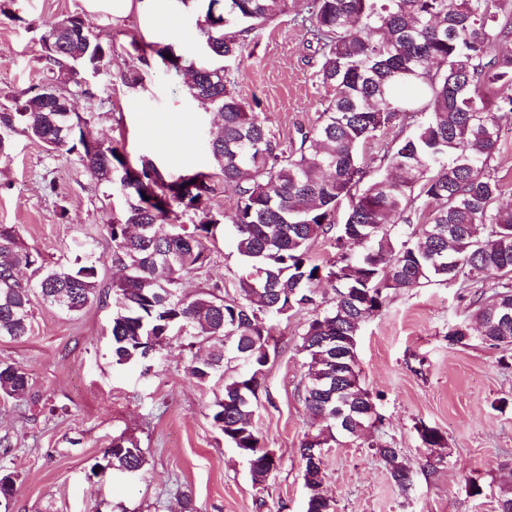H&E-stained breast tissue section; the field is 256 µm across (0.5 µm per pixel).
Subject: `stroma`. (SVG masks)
<instances>
[{
    "mask_svg": "<svg viewBox=\"0 0 512 512\" xmlns=\"http://www.w3.org/2000/svg\"><path fill=\"white\" fill-rule=\"evenodd\" d=\"M70 15L83 17L111 47L99 98L65 89L78 112H94L95 134L130 159H153L172 178L187 170L213 173V210L230 211L235 191L215 176L206 150L214 116L190 99L185 73L155 59L141 67L139 94L127 93L121 82L125 71L139 67L134 39L168 44L186 61L199 60L194 21L179 0H132L121 15L88 11L84 0H0V105L30 97L42 84L48 72L41 37ZM319 66L316 42L286 14L249 36L243 60L228 64L226 76L290 146L317 125L330 97ZM120 208L76 155L47 153L21 135L0 155V224L15 225L49 263L71 261L82 250L108 254L107 226ZM208 247L209 278L233 286L242 259L232 226L218 224ZM482 289L479 282L392 289L383 309L363 323L360 381L383 425L365 441L327 448L322 490L337 512H495L500 465L512 459V350L477 337L453 346L446 337L450 326L470 319V301ZM31 309L29 336L0 338V361L20 367L30 385L27 396L0 400V438L12 444L0 466L19 474L11 512H183L185 491L197 512H305L299 448L312 419L298 347L306 314L282 316L272 331L254 422L278 467L258 490L247 460L212 425V386L187 372L191 355L204 353L205 345H172L146 374L138 364L112 362L111 302L68 315L36 296ZM422 424L444 433L443 447L423 446ZM118 436L143 448L144 469L94 476V464ZM378 439L402 449L413 470L409 493L395 488L369 448ZM471 481L482 495H469Z\"/></svg>",
    "mask_w": 512,
    "mask_h": 512,
    "instance_id": "35a3bbf8",
    "label": "stroma"
}]
</instances>
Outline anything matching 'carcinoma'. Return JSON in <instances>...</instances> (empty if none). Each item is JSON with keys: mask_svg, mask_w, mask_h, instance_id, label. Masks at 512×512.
I'll use <instances>...</instances> for the list:
<instances>
[{"mask_svg": "<svg viewBox=\"0 0 512 512\" xmlns=\"http://www.w3.org/2000/svg\"><path fill=\"white\" fill-rule=\"evenodd\" d=\"M194 25L208 56L185 65L172 47L131 46L147 65L160 59L168 69H196L190 98L219 116V132L208 148L224 183L236 188L234 208L224 222L234 226L243 258L237 289L214 283L193 295L183 279L208 263L207 242L219 223L211 207L213 175L187 170L176 178L150 158L135 164L112 144L85 133L94 113L69 115L57 108L58 83L71 81L96 97L79 75L103 71L110 46L94 36L78 15L70 32L50 25L42 51L52 77L17 104L0 112V154L16 135L47 151L77 155L97 182L123 196L112 218L109 258L123 276L112 284V361L138 363L148 372L175 337L208 345L193 356L188 372L204 385L220 384L211 407L213 426L248 458L253 486L264 488L276 462L253 423L254 402L269 363L271 322L290 312H307L299 352L308 367L307 411L323 426L305 435L299 448L309 490L305 512H336L322 495V448L334 433L354 441L382 425L370 393L361 385L357 336L362 323L381 311L390 289L409 291L460 277L490 282L472 302L481 340L512 347V207L499 204L500 180L491 167L499 149L501 110L512 112V95L495 100L489 91L512 89V3L509 0H191ZM294 13L309 23L321 54L319 75L332 93L319 123L288 148L265 119L224 80V62L242 57L248 36ZM171 58H166V55ZM143 78L137 69L121 76L135 95ZM418 114L425 119L407 128ZM397 129L389 141L380 137ZM380 141L388 173L376 175L358 157L360 146ZM349 201L336 257L317 263L310 245L335 226L336 210ZM183 215L191 224L174 237L167 226ZM398 224L424 225L423 233L400 240ZM356 243L358 254L349 252ZM39 273L35 283L19 269ZM324 283L327 300L312 285ZM77 315L103 299L92 257L69 265L46 264L26 248L18 230L0 224V336L19 340L31 331V297ZM470 324L448 329V342L466 346ZM244 369L224 378L226 354ZM29 381L17 366L0 362V397L26 394ZM422 444L440 447L445 437L425 424ZM390 480L403 493L413 472L401 450L372 445ZM144 451L112 441L98 474H135ZM498 512H512V460L501 464ZM18 475L0 466V500L9 502Z\"/></svg>", "mask_w": 512, "mask_h": 512, "instance_id": "1", "label": "carcinoma"}]
</instances>
